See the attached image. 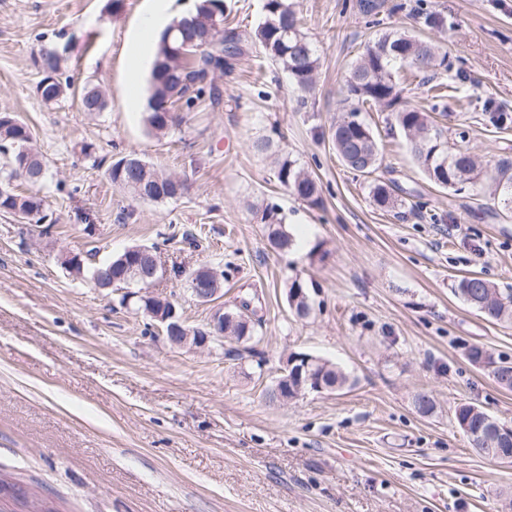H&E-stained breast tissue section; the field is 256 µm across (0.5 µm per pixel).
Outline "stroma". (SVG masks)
<instances>
[{
    "label": "stroma",
    "mask_w": 512,
    "mask_h": 512,
    "mask_svg": "<svg viewBox=\"0 0 512 512\" xmlns=\"http://www.w3.org/2000/svg\"><path fill=\"white\" fill-rule=\"evenodd\" d=\"M357 0H292L318 48L306 104L251 48L217 81L218 109L187 115L158 139L129 109L148 98L152 63L130 58L149 0H0V112L26 122L47 165L40 191L48 222L0 210V474L52 512H505L512 463L478 453L454 420L470 403L512 427V390L472 365L470 345L512 362V324L487 321L454 295L475 274L512 288V218L493 217L489 194L431 183L383 113L363 120L382 138L374 177L349 170L330 127L347 108L346 70L376 32H416L398 0L366 15ZM443 18L429 34L448 50L436 79L449 143L480 160L512 158V128L479 115L512 113V0H426ZM72 42L64 75L101 86L105 111L35 95L43 50ZM265 138L316 177L311 207L280 187ZM94 147L92 158L81 144ZM136 154L187 179V193L137 201L112 185V162ZM403 189L397 211L371 201L373 181ZM277 204L296 244L274 252L251 204ZM158 246L169 270L223 271L222 296L194 300L166 275L186 325L253 301V339L193 351L111 290L74 279L61 257ZM307 285L311 311L288 306V281ZM342 369L347 384L289 401L267 393L289 354ZM435 410L421 414L417 393Z\"/></svg>",
    "instance_id": "stroma-1"
}]
</instances>
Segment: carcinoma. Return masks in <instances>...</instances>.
I'll return each mask as SVG.
<instances>
[{"label":"carcinoma","instance_id":"obj_1","mask_svg":"<svg viewBox=\"0 0 512 512\" xmlns=\"http://www.w3.org/2000/svg\"><path fill=\"white\" fill-rule=\"evenodd\" d=\"M265 18L251 31L235 27L224 31L222 38L203 42L198 31L205 27L204 21L215 13H224L223 0H199L196 14L192 19L182 20V29L173 39L162 35L151 72L148 109L145 125L148 133L160 139L180 124L172 112V106L183 102L186 111L193 110L196 100L204 92L208 70L212 65L223 64L224 70L233 69L237 58L251 47L262 49L265 58L274 62L288 75L289 82L299 91L307 93L313 88L314 77L320 66V58L311 37L304 31L303 24L290 0H264ZM414 17L427 28L437 27L442 19L424 7V0H418ZM71 49L65 44L61 50H46L39 60L43 73L36 85V94L45 104L57 103L74 96L69 82L61 78L62 64ZM447 53L426 41L405 33H382L369 38L361 53L351 64L344 87L350 108L346 115L331 128V138L336 152L350 170L362 175H371L380 160V148L372 128L360 119V112L370 107L388 110L386 121L398 127L405 135L408 147L427 177L435 185L460 192L466 188L472 192L490 190L497 199L498 209L505 216L512 217V159L502 158L493 168L485 169L475 154L466 146L448 147L444 131L430 120V112L403 100L399 84L400 71L405 70L418 80V84L429 86L432 99L437 106L443 104V84L432 83L438 69L447 67ZM55 75V81L45 84L47 75ZM100 100L99 86L83 87L79 104L83 111L92 113ZM33 135L29 126L10 112H0V147L10 148L0 161V209L29 218L31 212L40 206L43 199L37 195L14 193L11 181L17 177L15 153L24 148L29 152L28 176L26 181L37 184L46 179L47 169L43 158L35 152L30 143ZM133 157L126 156L115 161L108 169L112 184L127 191L136 200L141 199L139 189L153 187L164 192L160 201L179 198L174 191L171 175L148 169H133L123 162ZM276 180L286 190L308 205L322 204L318 186L314 179L297 166L296 161L281 157L276 161ZM373 204L382 210H393L397 199L384 183L371 187ZM257 223L263 225L269 245L280 252H286L294 245V238L283 222L280 209L272 203L263 204L253 210ZM120 253L90 267H74L71 261L63 264L70 273L81 274L95 283L98 278L112 270L116 275L123 270ZM454 294L467 306L482 314L487 320L497 323H512V290L501 292L495 286L476 275L463 276L452 284ZM288 305L298 317L309 314L311 307L307 286L298 277L288 284ZM227 313L236 317L233 324L234 336L252 338L255 326L244 311L235 308ZM493 379L506 389H512V363L500 362L490 370ZM487 412L472 405L462 404L455 410L454 418L458 427L467 436L473 448L493 459L508 455L512 457V437L500 438L487 431Z\"/></svg>","mask_w":512,"mask_h":512}]
</instances>
